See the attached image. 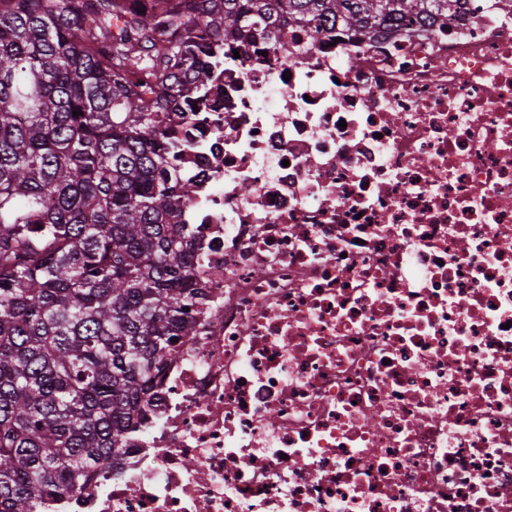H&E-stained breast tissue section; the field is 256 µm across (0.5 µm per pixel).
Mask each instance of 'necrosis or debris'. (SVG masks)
Listing matches in <instances>:
<instances>
[{"instance_id": "4bbe7bcc", "label": "necrosis or debris", "mask_w": 512, "mask_h": 512, "mask_svg": "<svg viewBox=\"0 0 512 512\" xmlns=\"http://www.w3.org/2000/svg\"><path fill=\"white\" fill-rule=\"evenodd\" d=\"M193 63L195 330L72 512H512V0Z\"/></svg>"}]
</instances>
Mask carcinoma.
<instances>
[{"label": "carcinoma", "instance_id": "1", "mask_svg": "<svg viewBox=\"0 0 512 512\" xmlns=\"http://www.w3.org/2000/svg\"><path fill=\"white\" fill-rule=\"evenodd\" d=\"M0 0V512L59 510L144 427L198 295L162 113L213 31L362 35L455 0ZM79 115H73V112Z\"/></svg>", "mask_w": 512, "mask_h": 512}]
</instances>
